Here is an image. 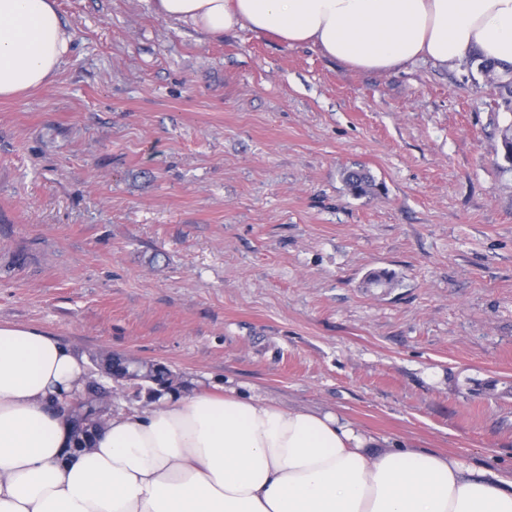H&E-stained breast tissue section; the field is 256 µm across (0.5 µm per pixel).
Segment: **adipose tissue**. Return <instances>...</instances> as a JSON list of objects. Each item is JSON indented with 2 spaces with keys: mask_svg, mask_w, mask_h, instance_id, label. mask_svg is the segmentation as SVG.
I'll use <instances>...</instances> for the list:
<instances>
[{
  "mask_svg": "<svg viewBox=\"0 0 512 512\" xmlns=\"http://www.w3.org/2000/svg\"><path fill=\"white\" fill-rule=\"evenodd\" d=\"M219 40L247 28L384 73L473 58L512 69V0H150ZM73 34L55 0H0V98L51 84ZM85 363L0 324V512H512V475L396 447L339 415L235 393L164 394L72 451Z\"/></svg>",
  "mask_w": 512,
  "mask_h": 512,
  "instance_id": "1",
  "label": "adipose tissue"
}]
</instances>
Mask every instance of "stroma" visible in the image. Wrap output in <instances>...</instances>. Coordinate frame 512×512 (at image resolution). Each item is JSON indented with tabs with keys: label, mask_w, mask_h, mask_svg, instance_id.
Listing matches in <instances>:
<instances>
[{
	"label": "stroma",
	"mask_w": 512,
	"mask_h": 512,
	"mask_svg": "<svg viewBox=\"0 0 512 512\" xmlns=\"http://www.w3.org/2000/svg\"><path fill=\"white\" fill-rule=\"evenodd\" d=\"M56 7L55 81L0 100V323L512 469V112L477 62L362 72L147 0ZM341 178L349 193L356 197L366 196L377 189L375 180L363 168H345L341 172Z\"/></svg>",
	"instance_id": "stroma-1"
}]
</instances>
